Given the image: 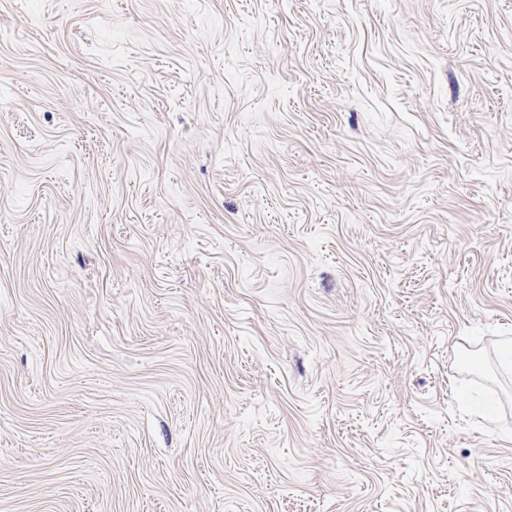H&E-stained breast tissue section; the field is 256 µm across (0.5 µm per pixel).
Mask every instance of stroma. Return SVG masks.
<instances>
[{"instance_id": "obj_1", "label": "stroma", "mask_w": 512, "mask_h": 512, "mask_svg": "<svg viewBox=\"0 0 512 512\" xmlns=\"http://www.w3.org/2000/svg\"><path fill=\"white\" fill-rule=\"evenodd\" d=\"M39 10L0 512H512V0Z\"/></svg>"}]
</instances>
